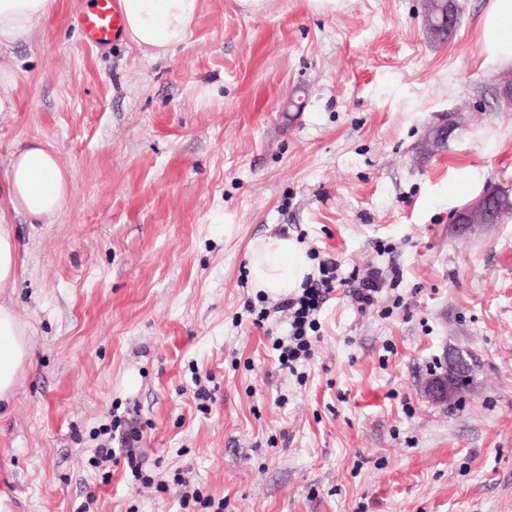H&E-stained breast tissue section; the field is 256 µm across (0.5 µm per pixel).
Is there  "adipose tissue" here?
<instances>
[{
  "label": "adipose tissue",
  "mask_w": 512,
  "mask_h": 512,
  "mask_svg": "<svg viewBox=\"0 0 512 512\" xmlns=\"http://www.w3.org/2000/svg\"><path fill=\"white\" fill-rule=\"evenodd\" d=\"M52 0H0V41L25 39L49 12ZM202 0H121L127 38L146 55L158 57L181 45ZM479 40L488 61L512 66V0H489L479 22ZM10 208L40 224L67 200L68 177L57 154L31 140L15 149L6 177ZM311 271L305 249L282 235L261 237L249 246L254 287L272 293L299 287ZM27 327L13 307L0 302V403H10L19 372L29 356Z\"/></svg>",
  "instance_id": "obj_1"
}]
</instances>
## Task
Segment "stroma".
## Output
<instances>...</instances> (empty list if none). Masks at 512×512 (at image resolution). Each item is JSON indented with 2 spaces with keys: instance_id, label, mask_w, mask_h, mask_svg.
Returning <instances> with one entry per match:
<instances>
[{
  "instance_id": "stroma-1",
  "label": "stroma",
  "mask_w": 512,
  "mask_h": 512,
  "mask_svg": "<svg viewBox=\"0 0 512 512\" xmlns=\"http://www.w3.org/2000/svg\"><path fill=\"white\" fill-rule=\"evenodd\" d=\"M487 2L463 0L435 44L422 0L259 14L203 0L185 42L152 59L124 37L88 45L91 0H53L0 45V180L33 139L70 176L50 223L8 216L20 271L0 299L31 354L0 412V512H183L196 492L224 512H512V217L455 222L488 183L512 191ZM455 110L463 129L419 158ZM268 234L346 277L402 274L363 313L331 293L293 373L277 361L280 298L248 278ZM452 354L470 385L433 403L425 384ZM116 415L166 488L133 484L123 461L91 467Z\"/></svg>"
}]
</instances>
